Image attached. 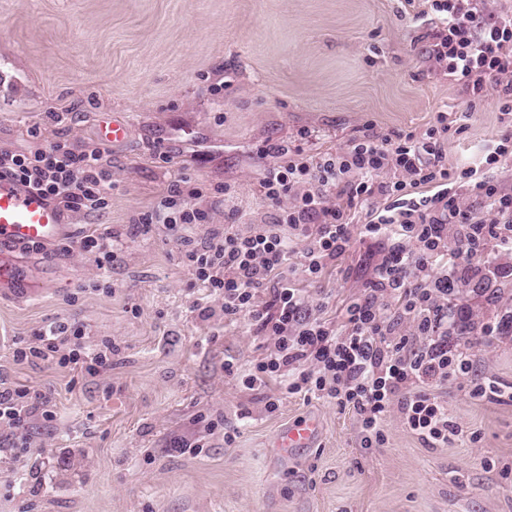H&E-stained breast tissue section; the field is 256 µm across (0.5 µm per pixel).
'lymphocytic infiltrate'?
I'll use <instances>...</instances> for the list:
<instances>
[{
    "instance_id": "lymphocytic-infiltrate-1",
    "label": "lymphocytic infiltrate",
    "mask_w": 512,
    "mask_h": 512,
    "mask_svg": "<svg viewBox=\"0 0 512 512\" xmlns=\"http://www.w3.org/2000/svg\"><path fill=\"white\" fill-rule=\"evenodd\" d=\"M485 0H403L413 20L429 19L435 65L468 95L470 106L496 97L512 114V12L484 18ZM447 113L421 134H363L345 149L319 157L290 155L279 143L264 158L263 197L277 210L273 222L255 224L233 213L212 224L194 207L199 188L171 184L157 208L143 214V230L165 225L181 246V259L196 284L224 302V317H247L274 338L273 349L246 374L248 388L282 382L286 393L318 396L351 412L365 442H382L380 423L397 412L428 447L444 448L460 435L434 385L469 373L468 350L448 349V298L463 260L488 250L512 254V194L486 181L478 169L449 168L444 148ZM104 152L76 151L59 143L33 155L0 153L8 174L68 212H97L109 205L112 184ZM469 187L475 202L461 197ZM364 224H354L358 209ZM385 238L391 248L375 268L374 290L347 305L341 323L307 319L290 260L317 281L341 259L353 236ZM99 268L121 262L123 252L108 231L69 243ZM270 291L259 302L261 291ZM411 319L414 331L396 332ZM81 332L58 321L34 345L16 347L15 361L34 359L73 366L96 376L108 365L103 350L78 345ZM35 389L0 384V421L24 439L34 415L50 417Z\"/></svg>"
}]
</instances>
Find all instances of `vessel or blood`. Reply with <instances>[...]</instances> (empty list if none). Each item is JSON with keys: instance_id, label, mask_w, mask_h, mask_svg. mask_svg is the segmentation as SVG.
I'll return each mask as SVG.
<instances>
[{"instance_id": "obj_1", "label": "vessel or blood", "mask_w": 512, "mask_h": 512, "mask_svg": "<svg viewBox=\"0 0 512 512\" xmlns=\"http://www.w3.org/2000/svg\"><path fill=\"white\" fill-rule=\"evenodd\" d=\"M67 233L65 215L36 190L0 175V249L32 243L51 244ZM321 423L313 414L295 419L275 437L280 452L316 447Z\"/></svg>"}]
</instances>
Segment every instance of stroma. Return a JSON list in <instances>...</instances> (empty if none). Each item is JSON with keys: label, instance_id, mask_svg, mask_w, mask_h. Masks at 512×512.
I'll list each match as a JSON object with an SVG mask.
<instances>
[{"label": "stroma", "instance_id": "obj_1", "mask_svg": "<svg viewBox=\"0 0 512 512\" xmlns=\"http://www.w3.org/2000/svg\"><path fill=\"white\" fill-rule=\"evenodd\" d=\"M400 0H0V152L30 154L67 139L106 143L107 209L67 213L71 236L112 231L124 255L108 286L78 251L12 255L37 296L0 297V381L40 389L27 447L0 422V512H512V400L470 395L472 377L512 388V333L483 325L512 314V259L463 264L472 286L453 311L474 328L471 376L434 387L464 434L427 448L397 413L369 447L354 416L278 382L241 377L272 346L258 323H225L222 301L195 284L163 225L139 219L172 182L204 186L210 223L229 212L269 222L258 152L287 142L317 157L365 128L420 133L438 112L465 113L449 132L452 168L478 166L504 126L496 98L465 110L460 87L433 71L431 27ZM238 189L233 201L220 185ZM387 240L353 239L315 284L299 286L311 316L331 319L364 297ZM81 327L87 348L111 347L100 376L37 360L16 344L48 323ZM232 360L237 375L224 371ZM277 399L268 411V399ZM317 414L316 447L281 456L277 432ZM232 441H225V434Z\"/></svg>", "mask_w": 512, "mask_h": 512}]
</instances>
